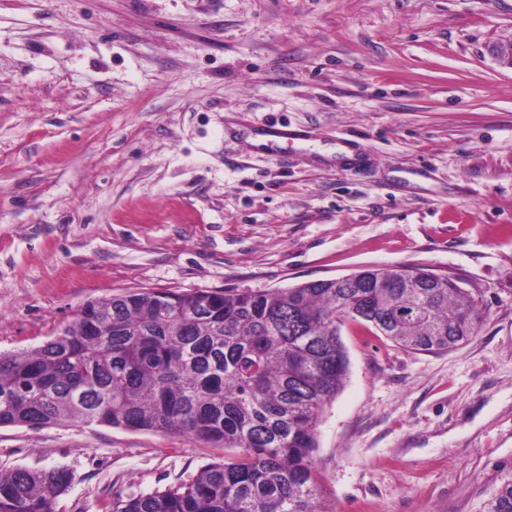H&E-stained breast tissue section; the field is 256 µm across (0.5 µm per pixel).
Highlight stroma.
Here are the masks:
<instances>
[{"mask_svg": "<svg viewBox=\"0 0 512 512\" xmlns=\"http://www.w3.org/2000/svg\"><path fill=\"white\" fill-rule=\"evenodd\" d=\"M511 40L512 0H0V353L134 290L442 274L476 338L416 353L346 324L313 461L334 512H477L512 473ZM227 454L0 427V470L70 472L54 512Z\"/></svg>", "mask_w": 512, "mask_h": 512, "instance_id": "35a3bbf8", "label": "stroma"}]
</instances>
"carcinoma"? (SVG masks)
Returning <instances> with one entry per match:
<instances>
[{"label": "carcinoma", "mask_w": 512, "mask_h": 512, "mask_svg": "<svg viewBox=\"0 0 512 512\" xmlns=\"http://www.w3.org/2000/svg\"><path fill=\"white\" fill-rule=\"evenodd\" d=\"M374 268L289 288L129 291L92 300L56 336L0 354V426L103 424L180 434L237 454L112 512H333L313 463L324 405L348 369L341 327L448 353L483 321L458 283ZM63 469L0 471V512H53ZM479 512H512V475Z\"/></svg>", "instance_id": "cac0c4a2"}]
</instances>
